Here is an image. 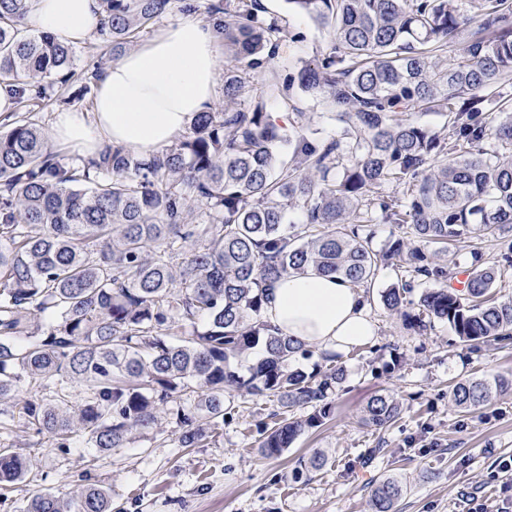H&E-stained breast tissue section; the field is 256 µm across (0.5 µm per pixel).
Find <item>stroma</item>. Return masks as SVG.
Wrapping results in <instances>:
<instances>
[{
	"mask_svg": "<svg viewBox=\"0 0 512 512\" xmlns=\"http://www.w3.org/2000/svg\"><path fill=\"white\" fill-rule=\"evenodd\" d=\"M261 3L293 38L282 43L270 65L252 71L232 103L240 110L249 109L266 90L271 72L283 75L314 63L331 46L327 31L293 12L286 0ZM42 90L43 97L20 117L47 132L56 110H90L97 86L76 82L63 88L46 79ZM267 110L302 113L304 126L326 141L340 133L332 106L320 94L295 89L288 99L270 98ZM510 243L512 233L483 243L471 238L447 251L428 247L432 265L452 267L455 276L414 279L408 303L398 311L386 309L382 294L405 274L381 267L363 288L375 338L330 362L344 371L331 395L332 415L323 425L305 429L280 457L262 456L263 430L291 415L306 417L309 407L236 398L223 427L194 448L180 446L179 429L163 410L156 425L132 432L125 447L105 455L78 438L58 447L0 415V448L18 449L33 462L23 482L0 492V512H21L44 492L67 499L91 484L110 489L112 512H370L372 489L386 476L404 485L396 512H471L477 500L490 512L512 510V475L500 468L502 460L512 458V391L493 395L472 413L459 411L449 400L450 387L460 381L491 374L512 379V339L470 345L446 321L431 319L422 330L409 323L421 294L454 287L463 277L472 249L481 248L491 261L500 259ZM330 363L317 353L295 361L307 373ZM382 393L398 398L401 413L391 425L376 429L364 423L363 411L371 397ZM316 452L324 455L325 466L294 481L297 459Z\"/></svg>",
	"mask_w": 512,
	"mask_h": 512,
	"instance_id": "obj_1",
	"label": "stroma"
}]
</instances>
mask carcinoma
I'll return each mask as SVG.
<instances>
[{"label":"carcinoma","mask_w":512,"mask_h":512,"mask_svg":"<svg viewBox=\"0 0 512 512\" xmlns=\"http://www.w3.org/2000/svg\"><path fill=\"white\" fill-rule=\"evenodd\" d=\"M286 2L332 30L334 41L272 87L325 95L343 124L336 139L273 124L262 100L249 111L202 113L150 161L107 147L87 165L66 167L40 128L15 121L0 133V405L22 403L27 428L62 446L79 436L108 453L124 447L133 429L155 425L174 396L194 393V409L170 410L181 447L192 448L224 422L237 392L312 409L263 437V455L278 457L304 428L329 417L339 372L290 367L308 350L263 321L270 283L310 270L368 284L389 260L410 275L445 278L425 245L512 232V106L500 97L512 87V0H481L476 20L456 0ZM172 4L99 0V32L120 54ZM208 10L222 16L225 57L244 63L224 72L231 102L289 32L257 0H217ZM26 14L27 0H0V84L16 86L18 104L46 77L66 85L76 76L73 47L30 33ZM458 42L459 59L441 65ZM491 104L503 114L494 135L505 157L484 147ZM420 106L444 113L447 133L407 119ZM285 137L289 157L275 151ZM386 184L407 186L404 199L370 196ZM194 206L205 223L187 222ZM290 209L301 211V223L286 222ZM381 221L407 226L410 241L374 250L360 227ZM505 273L473 252L464 292L424 293L414 326L445 320L468 343L512 336V298L492 295ZM409 291L407 282L387 289L384 305L401 307ZM46 313L52 322L44 326ZM186 325L190 335L171 337ZM258 344L263 358L240 373L236 361ZM70 382L86 397L66 410L20 397L26 383L62 391ZM508 386L500 376L471 379L455 384L450 398L473 412L492 389ZM399 414L393 396L377 394L363 421L385 428ZM323 463L317 455L298 460L294 479ZM29 468L27 457L0 448V485L22 481ZM401 494L397 479H382L372 512H393ZM23 512H111V495L99 485L66 501L38 494Z\"/></svg>","instance_id":"obj_1"}]
</instances>
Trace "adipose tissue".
Instances as JSON below:
<instances>
[{
  "instance_id": "1",
  "label": "adipose tissue",
  "mask_w": 512,
  "mask_h": 512,
  "mask_svg": "<svg viewBox=\"0 0 512 512\" xmlns=\"http://www.w3.org/2000/svg\"><path fill=\"white\" fill-rule=\"evenodd\" d=\"M28 4L29 25L62 41L85 40L98 27L97 0ZM222 42L216 27L197 17L168 24L102 70L90 112H55L54 141L88 158L108 145L156 154L216 100ZM266 295L263 320L325 354L347 353L376 333L363 293L340 278L291 274L275 281Z\"/></svg>"
}]
</instances>
